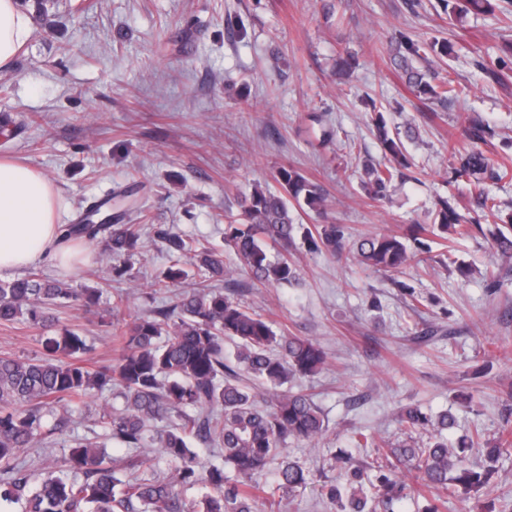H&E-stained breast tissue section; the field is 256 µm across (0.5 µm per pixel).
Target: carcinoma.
I'll list each match as a JSON object with an SVG mask.
<instances>
[{"instance_id":"carcinoma-1","label":"carcinoma","mask_w":512,"mask_h":512,"mask_svg":"<svg viewBox=\"0 0 512 512\" xmlns=\"http://www.w3.org/2000/svg\"><path fill=\"white\" fill-rule=\"evenodd\" d=\"M458 18L472 11L491 14L493 0H442ZM453 51L445 39L429 43L400 36L393 61L405 82L420 100L442 107L468 95V86L453 77L435 84L415 66L433 57L443 59ZM377 137L390 155L389 163L364 164V188L373 199L386 196L389 187L404 177L408 167L400 133L392 134L382 113L376 116ZM473 146L456 155L455 176L471 187V198L482 213L496 215L500 204L486 189L487 182L512 175V159L492 162L480 144L491 135L481 121H470ZM278 188L257 185L242 203L245 223L224 225V242L247 267L251 279L261 285H294L300 274L289 247L302 233L311 251L340 254L345 249L341 224L296 223L294 206L326 212L323 189L292 166L277 170ZM488 233L497 256L512 258V224L488 231L476 220L465 219L447 199L437 203L434 224H413L410 237L432 234L445 238ZM69 239L101 240L111 257H131L138 248V224H72ZM171 265L161 279L151 283L159 291L175 287L187 275L183 261L191 262L207 278L226 272L224 254L201 240L161 230L158 233ZM356 259L379 272H397L416 260L406 237L383 234L354 244ZM102 289L80 291L51 280L31 268L13 279H0V325L26 323L44 327L53 321L48 309L60 300H76L86 307L97 304ZM122 295L112 300L113 320L107 323L119 353L112 362L92 365L86 337L64 328L41 338L43 353L21 359L0 356V504L20 503L22 512H256L262 503L275 512L278 499L306 487L308 471L288 457V441H312L325 431V418L313 398L302 391L284 389L295 377L310 378L326 363L323 349L313 340L286 336L271 321L250 311L240 301L215 288L203 287L176 297L173 304L153 316L127 323L119 318ZM237 340L236 351L224 355V338ZM272 390L270 400L258 399L256 386ZM116 394L120 408L103 407L98 425L112 439L138 449L146 442L148 424L167 421L159 440L161 455L175 464L172 479L153 473L152 458L127 457L124 475L112 466L103 447L86 436L74 437V447L63 465L49 464L40 473L21 460L24 448H38L62 432L69 423L63 404L78 406L84 399ZM191 409L207 410L192 415ZM396 421L402 439L376 443L359 430L353 434L358 448H376L372 461L350 472L345 486L325 484L320 496L341 512H396L406 496L407 475L450 493L480 489L496 468L508 438L485 440L477 434L464 439L460 451L485 449V466H469L459 451L448 447L442 433L453 427L452 414L433 416L418 406L402 408ZM219 449L220 465H203L190 440ZM278 464L273 484H257L252 477ZM379 472L376 482L364 486V472ZM204 483L210 487L201 499L185 501L175 486Z\"/></svg>"}]
</instances>
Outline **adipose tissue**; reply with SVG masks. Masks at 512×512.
Listing matches in <instances>:
<instances>
[{
    "instance_id": "ef3b65f1",
    "label": "adipose tissue",
    "mask_w": 512,
    "mask_h": 512,
    "mask_svg": "<svg viewBox=\"0 0 512 512\" xmlns=\"http://www.w3.org/2000/svg\"><path fill=\"white\" fill-rule=\"evenodd\" d=\"M20 0H0V70H7L32 33ZM55 209V192L41 173L0 161V272L21 271L43 260L68 263L73 249Z\"/></svg>"
}]
</instances>
